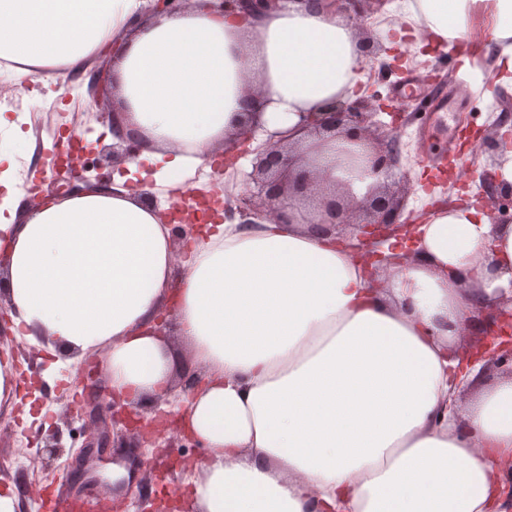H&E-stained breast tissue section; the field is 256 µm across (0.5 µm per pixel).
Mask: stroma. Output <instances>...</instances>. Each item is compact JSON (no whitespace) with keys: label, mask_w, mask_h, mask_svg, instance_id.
Instances as JSON below:
<instances>
[{"label":"stroma","mask_w":512,"mask_h":512,"mask_svg":"<svg viewBox=\"0 0 512 512\" xmlns=\"http://www.w3.org/2000/svg\"><path fill=\"white\" fill-rule=\"evenodd\" d=\"M406 8L407 0H365L354 26L360 40L373 42L378 48L377 55L366 59L364 95H380L386 104L409 117L402 126L399 170L407 174L410 182L406 211L421 213L428 210L430 201L453 197L461 191L454 170H446L437 180L428 177L425 149L437 151L454 145L466 151L469 171L479 174L494 169L496 153L472 149L471 141L475 134L494 133L499 122L512 126V96L496 86L493 68L480 50L474 54L480 66L472 95L465 97L462 108L448 123L431 120L429 109L436 97L456 87L454 75L459 58L455 51L438 46L418 49L413 43L398 42L394 23L403 19ZM407 74L421 80L423 93L419 98L403 101L397 98L396 89ZM57 85L61 92L53 96L42 85L15 80L10 71L0 68V150L9 151L12 138L19 131L28 133L34 143L32 152L13 158L16 182L52 178V157L58 151L56 135L60 129H69L74 142L91 147L109 138L112 121L91 108L92 96L85 76L68 71L58 77ZM477 92L494 100L496 110H473L472 96ZM68 115L73 118L69 125L64 122ZM15 343L25 352L16 368L22 373L30 372L35 384L29 387L25 404L15 405L10 413L0 411V422L9 425L8 431L0 434V494L9 492L15 496L16 512H42L41 501L48 495L56 493L60 498L72 499L73 489L66 473L90 435L82 420L68 415L74 396L70 384L85 371L101 379L106 373L97 353L86 354L78 361L62 354L32 362L27 358L32 347L26 337L16 336ZM55 431L60 434L61 447L48 464L42 449L48 435ZM205 454V448L174 439L145 466L137 449L119 448L113 457L94 462L92 475L105 479L115 466L131 473L133 484L114 485L112 498L124 504L126 512H146L153 501L162 499L164 491L182 487L184 474L176 467V460H195Z\"/></svg>","instance_id":"obj_1"}]
</instances>
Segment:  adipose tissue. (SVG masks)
<instances>
[{
  "instance_id": "ef3b65f1",
  "label": "adipose tissue",
  "mask_w": 512,
  "mask_h": 512,
  "mask_svg": "<svg viewBox=\"0 0 512 512\" xmlns=\"http://www.w3.org/2000/svg\"><path fill=\"white\" fill-rule=\"evenodd\" d=\"M416 44L491 43L512 94V0H412ZM113 44L112 92L161 206L117 177L33 209L0 154V300L36 349L103 352L109 387L151 403L177 357L200 382L174 403L208 450L189 464L184 512H506L512 375L486 379L456 347L477 297L512 291V224L473 205L419 225L411 253L370 284L363 263L308 224H209L176 260L163 213L173 171L204 165L260 109L253 144L353 95L364 58L331 0H282L240 21L217 0L155 12L149 0H0V58L55 83ZM494 261L496 274L485 265ZM471 272L461 284L455 271ZM169 310L165 309V311L160 315V317L157 320L158 329L162 330V328H165V331L162 332L164 338L167 340V344L169 347L176 353L177 359L181 364L188 363L190 359V354L185 346L184 342L182 341L180 336H177L176 329L174 325V317H170V321L168 319L169 317ZM169 321V323H168ZM168 324V325H167Z\"/></svg>"
}]
</instances>
